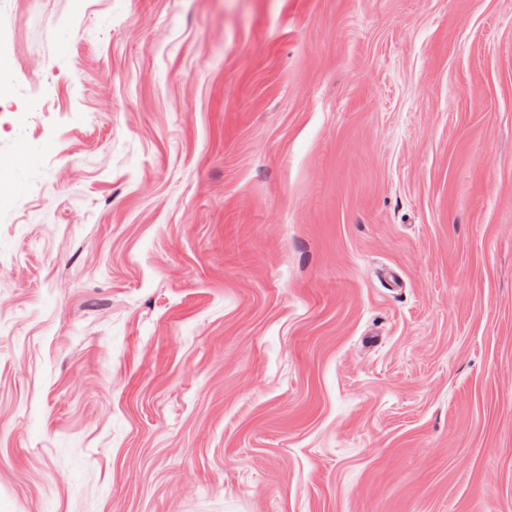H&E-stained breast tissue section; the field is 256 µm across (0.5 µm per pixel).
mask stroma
<instances>
[{"label": "stroma", "instance_id": "stroma-1", "mask_svg": "<svg viewBox=\"0 0 512 512\" xmlns=\"http://www.w3.org/2000/svg\"><path fill=\"white\" fill-rule=\"evenodd\" d=\"M0 34V512H512V0Z\"/></svg>", "mask_w": 512, "mask_h": 512}]
</instances>
